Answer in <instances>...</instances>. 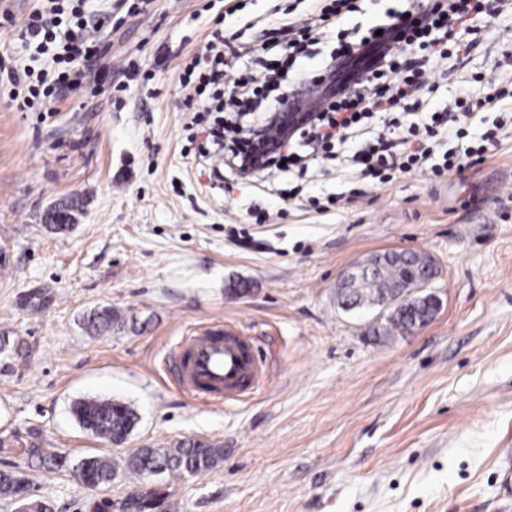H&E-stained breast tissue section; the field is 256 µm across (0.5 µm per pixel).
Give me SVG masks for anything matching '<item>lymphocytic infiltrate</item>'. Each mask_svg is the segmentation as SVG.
Wrapping results in <instances>:
<instances>
[{"mask_svg": "<svg viewBox=\"0 0 512 512\" xmlns=\"http://www.w3.org/2000/svg\"><path fill=\"white\" fill-rule=\"evenodd\" d=\"M404 9L387 12L376 27L368 28L358 42L339 41L325 60L332 70L331 84L322 86L324 104L316 124L300 128L288 143L279 145L270 158L267 173L317 168L322 159L340 160L351 139L361 138L362 147L352 157L362 175L387 183L389 170L403 173L431 170L434 175L462 173L483 164L499 144L504 120L478 140H469V127L477 110L497 104L507 95L498 89L479 100L457 98L450 112L435 113L427 124L401 127L395 115L420 108L418 96L428 85L435 68L447 61L452 48L462 46L463 36L484 21L491 10L487 0H405ZM83 0H44L33 11L19 37L35 53L49 55L48 69L23 66L14 76L8 97L19 111H47L53 100L65 96L90 79L111 74L112 65L100 48L101 26L85 18ZM358 0H330L312 11L301 23H288L278 30L293 50L319 44L326 28L358 11ZM212 65L200 75L196 95H208L213 112H239L241 105L267 113L281 109L285 97L297 86L309 83V75L285 82L270 74L263 85L224 78V53L207 43L202 54ZM390 115L388 135L371 136L368 122L378 114ZM452 137L455 150L444 153L442 163H432L434 140Z\"/></svg>", "mask_w": 512, "mask_h": 512, "instance_id": "1", "label": "lymphocytic infiltrate"}]
</instances>
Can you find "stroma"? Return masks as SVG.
<instances>
[{"mask_svg":"<svg viewBox=\"0 0 512 512\" xmlns=\"http://www.w3.org/2000/svg\"><path fill=\"white\" fill-rule=\"evenodd\" d=\"M338 32L356 41L395 0H358ZM40 0H0V470L32 481L53 512H92L132 488H158L162 512H512L502 456L512 449V129L463 174L361 182L351 167L250 186L216 180L188 143L179 75L214 33L261 42L311 0H86L104 15L112 82L51 112H20L11 69L31 49L18 31ZM435 70L416 115L486 81L512 84V9L465 36ZM340 206L322 211L327 196ZM81 207L50 230L58 202ZM429 256L440 309L414 333L379 311L343 312L342 273L368 256ZM110 307L112 329L82 316ZM250 336L264 364L243 401L184 391L167 353L200 326ZM108 398L138 414L121 445L88 434L72 406ZM200 439L216 468L86 487L85 458ZM33 448L65 457L60 469Z\"/></svg>","mask_w":512,"mask_h":512,"instance_id":"obj_1","label":"stroma"}]
</instances>
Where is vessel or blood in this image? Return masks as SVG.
Listing matches in <instances>:
<instances>
[{"label":"vessel or blood","mask_w":512,"mask_h":512,"mask_svg":"<svg viewBox=\"0 0 512 512\" xmlns=\"http://www.w3.org/2000/svg\"><path fill=\"white\" fill-rule=\"evenodd\" d=\"M169 359L180 385L203 401L246 394L262 376L247 337L234 331L209 330L183 337Z\"/></svg>","instance_id":"1"}]
</instances>
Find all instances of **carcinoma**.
I'll use <instances>...</instances> for the list:
<instances>
[{
  "mask_svg": "<svg viewBox=\"0 0 512 512\" xmlns=\"http://www.w3.org/2000/svg\"><path fill=\"white\" fill-rule=\"evenodd\" d=\"M74 203L65 202L55 206L50 212V221L54 229L69 227ZM428 256L417 251L391 252L382 256L380 265L372 268L366 275H360L359 288H340L337 296L342 307L350 310L361 306H374L384 298L390 297L404 287L407 277L421 271V263ZM424 313L419 306L404 305L386 317L388 329L406 330L413 318ZM112 309L95 308L83 317V326L88 333L102 335L112 329ZM79 425L93 436L110 443L127 438L135 429L137 415L126 403L118 400L87 398L77 401L72 408ZM224 456V449L203 441L179 442L171 448H138L129 453L123 464L119 465L104 456L84 459L83 482L92 489H102L112 485L119 474L141 478L157 469L179 479L187 475H196L214 468ZM30 480L13 471H0V496L10 501L24 493L27 502L33 505L35 512H52L51 505L30 495ZM127 508L134 512H149L147 494L134 490L126 496Z\"/></svg>",
  "mask_w": 512,
  "mask_h": 512,
  "instance_id": "cac0c4a2",
  "label": "carcinoma"
}]
</instances>
